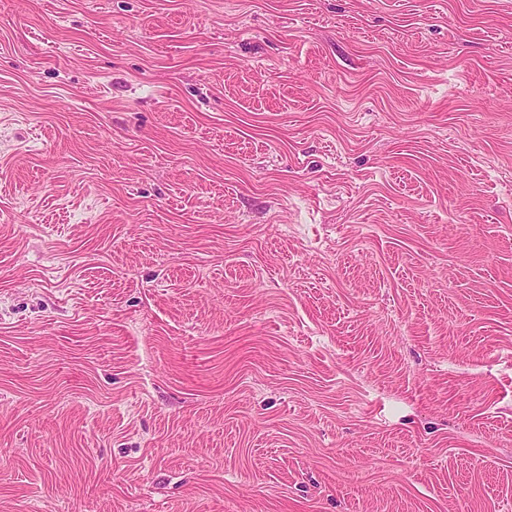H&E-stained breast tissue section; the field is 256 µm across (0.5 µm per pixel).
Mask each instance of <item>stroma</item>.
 Listing matches in <instances>:
<instances>
[{"mask_svg": "<svg viewBox=\"0 0 512 512\" xmlns=\"http://www.w3.org/2000/svg\"><path fill=\"white\" fill-rule=\"evenodd\" d=\"M0 512H512V0H0Z\"/></svg>", "mask_w": 512, "mask_h": 512, "instance_id": "35a3bbf8", "label": "stroma"}]
</instances>
